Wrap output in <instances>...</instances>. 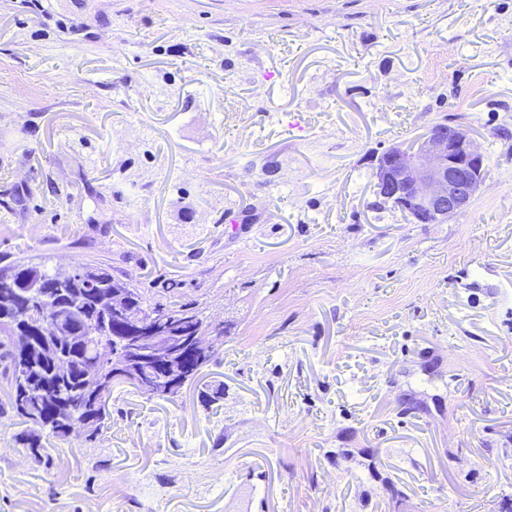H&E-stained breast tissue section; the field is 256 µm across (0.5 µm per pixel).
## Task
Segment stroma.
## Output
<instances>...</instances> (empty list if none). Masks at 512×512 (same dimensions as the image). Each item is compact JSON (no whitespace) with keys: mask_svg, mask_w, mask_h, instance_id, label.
Returning <instances> with one entry per match:
<instances>
[{"mask_svg":"<svg viewBox=\"0 0 512 512\" xmlns=\"http://www.w3.org/2000/svg\"><path fill=\"white\" fill-rule=\"evenodd\" d=\"M486 157L417 224L376 158ZM105 262L226 333L116 388L0 512H500L512 497V0H0V252ZM376 162L378 195L406 209L420 224L445 223L464 209L485 168L484 155L459 124L428 131L410 150L393 146Z\"/></svg>","mask_w":512,"mask_h":512,"instance_id":"obj_1","label":"stroma"}]
</instances>
